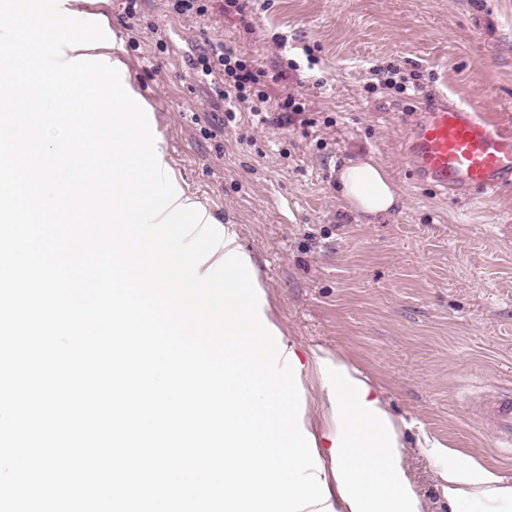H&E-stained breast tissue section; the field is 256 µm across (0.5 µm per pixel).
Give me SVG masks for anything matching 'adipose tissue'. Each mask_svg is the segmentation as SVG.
<instances>
[{"label": "adipose tissue", "mask_w": 512, "mask_h": 512, "mask_svg": "<svg viewBox=\"0 0 512 512\" xmlns=\"http://www.w3.org/2000/svg\"><path fill=\"white\" fill-rule=\"evenodd\" d=\"M123 49V39L115 34L98 36L84 32L72 35L65 42L63 54L75 72L86 67L89 61L111 59L112 109L121 115L114 123L118 131L114 143L120 154L130 159L145 149L141 141L142 114L148 106L135 92L125 65L117 58ZM338 178L349 206L367 218L374 220L389 215L399 201L390 173L373 159L359 157L348 161ZM433 453L449 460L447 468L440 473L443 494L449 504L472 500L512 501V485L484 464L470 457L451 455L449 448L439 444L434 445Z\"/></svg>", "instance_id": "ef3b65f1"}]
</instances>
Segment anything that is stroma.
I'll return each instance as SVG.
<instances>
[{"instance_id": "35a3bbf8", "label": "stroma", "mask_w": 512, "mask_h": 512, "mask_svg": "<svg viewBox=\"0 0 512 512\" xmlns=\"http://www.w3.org/2000/svg\"><path fill=\"white\" fill-rule=\"evenodd\" d=\"M69 0L122 36V61L151 107L155 143L179 187L233 233L265 293L264 312L302 369L304 422L332 471L336 422L320 406L318 357L338 355L382 396L424 512H449L446 445L512 483V453L481 418V398L512 389V185L456 198L414 180L404 153L412 114L439 94L479 104L512 132V0ZM233 49L270 87L304 102L311 127L227 121L188 55ZM396 68L416 92L368 91L369 68ZM364 156L393 174L400 203L366 223L337 173Z\"/></svg>"}]
</instances>
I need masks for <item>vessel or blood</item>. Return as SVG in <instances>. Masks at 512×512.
Listing matches in <instances>:
<instances>
[{"instance_id":"vessel-or-blood-1","label":"vessel or blood","mask_w":512,"mask_h":512,"mask_svg":"<svg viewBox=\"0 0 512 512\" xmlns=\"http://www.w3.org/2000/svg\"><path fill=\"white\" fill-rule=\"evenodd\" d=\"M408 154L417 181L458 197L512 182V133L498 128L474 104L441 102L420 113ZM486 420L503 448L512 447V398L489 392Z\"/></svg>"}]
</instances>
